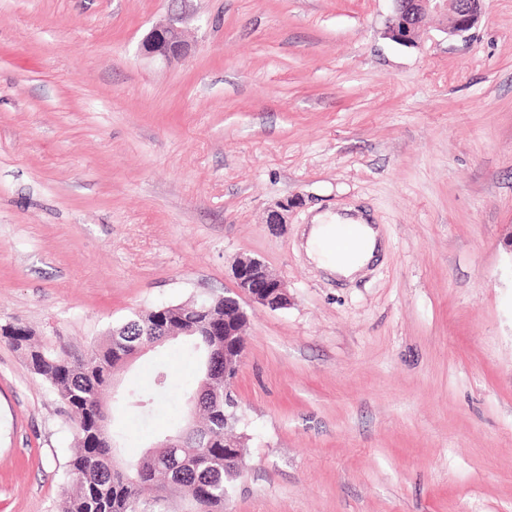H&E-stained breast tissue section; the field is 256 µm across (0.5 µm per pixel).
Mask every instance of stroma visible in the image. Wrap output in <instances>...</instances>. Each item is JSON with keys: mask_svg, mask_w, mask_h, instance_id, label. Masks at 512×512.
I'll return each instance as SVG.
<instances>
[{"mask_svg": "<svg viewBox=\"0 0 512 512\" xmlns=\"http://www.w3.org/2000/svg\"><path fill=\"white\" fill-rule=\"evenodd\" d=\"M172 6L0 0V325L79 355L256 257L291 301L245 306L224 512H512V0L412 46L384 36L392 0H182L167 64L140 45ZM350 207L385 241L351 281L300 247ZM161 367L140 417L124 398ZM197 373L182 342L117 373L121 459L182 423ZM73 439L0 339V512H61ZM171 387L169 376L165 371H158L152 386L146 391H130L126 403L130 408L149 415L153 412L158 397L164 395Z\"/></svg>", "mask_w": 512, "mask_h": 512, "instance_id": "1", "label": "stroma"}]
</instances>
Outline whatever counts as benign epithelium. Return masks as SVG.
Masks as SVG:
<instances>
[{
  "label": "benign epithelium",
  "instance_id": "obj_1",
  "mask_svg": "<svg viewBox=\"0 0 512 512\" xmlns=\"http://www.w3.org/2000/svg\"><path fill=\"white\" fill-rule=\"evenodd\" d=\"M395 10L384 35L393 42L413 45L417 42L424 18L429 14L443 15L449 19L447 31L461 35L478 22L482 0H394ZM185 12H174L153 27L141 44V52L165 61L179 60L187 54L188 47L182 38ZM233 287L224 290V343L208 347V358L223 356L224 373L238 367L243 348L235 340L241 335L240 325L247 320L242 302L247 300L269 310L288 307V289L285 283L271 273L267 265L251 256L238 257L232 268Z\"/></svg>",
  "mask_w": 512,
  "mask_h": 512
}]
</instances>
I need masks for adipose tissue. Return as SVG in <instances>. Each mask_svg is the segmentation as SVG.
<instances>
[{"instance_id":"adipose-tissue-1","label":"adipose tissue","mask_w":512,"mask_h":512,"mask_svg":"<svg viewBox=\"0 0 512 512\" xmlns=\"http://www.w3.org/2000/svg\"><path fill=\"white\" fill-rule=\"evenodd\" d=\"M302 247L318 269L352 279L361 274L382 248L375 225L362 213L315 216L302 233Z\"/></svg>"}]
</instances>
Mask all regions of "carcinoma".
Masks as SVG:
<instances>
[{"label": "carcinoma", "mask_w": 512, "mask_h": 512, "mask_svg": "<svg viewBox=\"0 0 512 512\" xmlns=\"http://www.w3.org/2000/svg\"><path fill=\"white\" fill-rule=\"evenodd\" d=\"M171 322L183 328H194L184 336L191 353L199 358L196 385L186 391L184 413L193 407L192 398L209 381L221 392L227 390L224 363L208 360L206 344L224 341L211 335V330L224 326V301L219 298L197 299L168 307ZM153 319L147 313L135 314L112 328L105 342L92 346L82 355L65 350L51 353L32 342L29 330L0 326V336L21 350L30 370L49 385L55 396L71 411L76 441L69 460L74 490L61 512H137L142 496L152 491L163 500L176 492L192 506L191 512H224V503L239 478L235 459L245 449L234 452L224 447V428L232 429L237 417L224 421L236 403L231 395L213 399L198 410L202 421L196 425L197 435L186 448H157L148 451L134 463H121L112 454L117 437L100 425L109 411L104 398L112 386L117 369L126 365L131 347L151 342L157 334ZM128 335L130 345L121 346L116 337ZM171 387L169 376L157 372L146 391L133 390L126 396L129 407L150 414L158 397Z\"/></svg>", "instance_id": "cac0c4a2"}]
</instances>
